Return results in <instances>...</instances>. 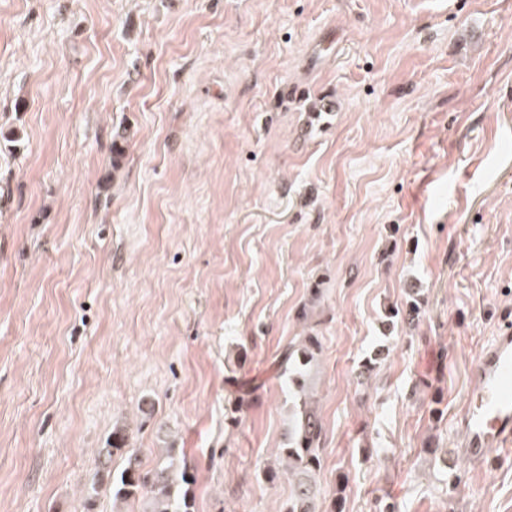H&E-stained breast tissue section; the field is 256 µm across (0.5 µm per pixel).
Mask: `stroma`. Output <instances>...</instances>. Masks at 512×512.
I'll use <instances>...</instances> for the list:
<instances>
[{
  "instance_id": "stroma-1",
  "label": "stroma",
  "mask_w": 512,
  "mask_h": 512,
  "mask_svg": "<svg viewBox=\"0 0 512 512\" xmlns=\"http://www.w3.org/2000/svg\"><path fill=\"white\" fill-rule=\"evenodd\" d=\"M505 308L512 0H0V512H83L116 425L279 512L308 330L317 512H512L454 426Z\"/></svg>"
}]
</instances>
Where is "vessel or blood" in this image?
Segmentation results:
<instances>
[{"instance_id":"1","label":"vessel or blood","mask_w":512,"mask_h":512,"mask_svg":"<svg viewBox=\"0 0 512 512\" xmlns=\"http://www.w3.org/2000/svg\"><path fill=\"white\" fill-rule=\"evenodd\" d=\"M473 391L455 419L457 448L465 459L484 463L489 449L512 454V320L501 327L479 356Z\"/></svg>"}]
</instances>
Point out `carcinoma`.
<instances>
[{"label":"carcinoma","instance_id":"carcinoma-1","mask_svg":"<svg viewBox=\"0 0 512 512\" xmlns=\"http://www.w3.org/2000/svg\"><path fill=\"white\" fill-rule=\"evenodd\" d=\"M321 349L318 337L301 336L279 357L278 365L288 377V389L293 398L291 424L288 427V447L278 449L279 466L266 471L269 480L288 475L292 491L281 512H316V475L323 462V426L313 392V362ZM129 432L123 426L112 429L108 447L102 449L100 469L87 488L84 500L86 512H94L100 489L108 488L116 501L135 498L147 500L145 512H192L191 496L194 477L181 465L178 449H165V457L155 467L142 466L139 453L129 447ZM120 458V471L112 468V459Z\"/></svg>","mask_w":512,"mask_h":512}]
</instances>
